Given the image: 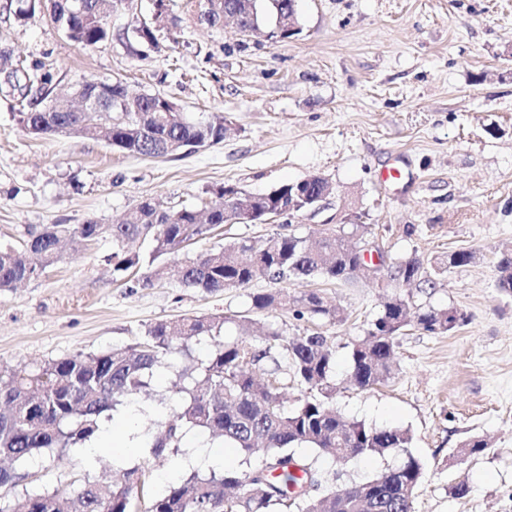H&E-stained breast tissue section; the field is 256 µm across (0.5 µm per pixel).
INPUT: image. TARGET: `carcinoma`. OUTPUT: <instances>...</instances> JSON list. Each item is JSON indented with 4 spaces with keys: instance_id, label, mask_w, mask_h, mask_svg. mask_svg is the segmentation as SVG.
<instances>
[{
    "instance_id": "carcinoma-1",
    "label": "carcinoma",
    "mask_w": 512,
    "mask_h": 512,
    "mask_svg": "<svg viewBox=\"0 0 512 512\" xmlns=\"http://www.w3.org/2000/svg\"><path fill=\"white\" fill-rule=\"evenodd\" d=\"M118 2L53 0L52 19L69 31L70 40L93 46L112 37L108 19ZM185 7L200 25L218 26L234 16L242 29H261L262 0H186ZM109 93L108 111L97 115L66 112L45 102V95H36L19 113V122L35 136H103L116 150L153 158L224 139L221 118L197 123L182 112H160L156 96L141 101L138 112H122L120 98L127 90L119 79L109 83ZM325 192H333V187L322 181L284 184L268 195H249L228 185L213 193L204 219L192 208L164 210L146 198L122 224L94 220L49 224L25 242L23 255L0 247V290H10L58 263L62 241L80 245L103 237L112 239L113 272L136 274L144 268L145 285L166 278L184 288L218 293L265 276L276 281L320 277L344 282L363 277L380 288L404 283L437 286L445 267L429 266L415 255L393 261L381 277L371 275V263L357 249V242L368 233L367 225L353 222L336 225L315 246L302 237L276 233L180 257L191 242L224 224L238 223L243 204L257 215L290 203L304 210L309 200ZM135 239L149 242V258L125 251V243ZM497 272L496 288L512 295V248L500 254ZM252 307L257 311L280 307L298 319L332 324L346 320L316 291L300 296L282 289L257 293ZM230 321L229 317L160 321L148 326L130 350L80 352L32 368L0 367V458L24 465L57 449L87 448L105 413L148 391L155 372L170 367L178 370L183 381L179 392L185 397L173 405L172 418L144 429L142 447L163 458L179 451L187 432L198 430L237 449L247 470H194L152 497L144 512H414L424 468L409 451L410 431L346 419L330 403L339 385L367 389L387 381L393 373L395 339L410 323L443 334L464 326L468 317L448 308L415 311L408 298L396 295L385 303L366 336L350 344V367L339 381L335 349L326 336L290 337L270 330L263 336V347L253 349L221 338ZM202 337L210 339V349L194 360L189 345ZM269 357L276 367L289 368L294 381L308 390L309 396L296 408L285 407L277 385L255 382L253 366ZM299 448L332 460L400 451L403 462L337 492L316 496L300 489L308 481L327 485L329 478L316 471L314 462L298 455ZM141 484L139 469H122L109 474L103 484L87 481L72 497L26 491L7 512H134L133 495Z\"/></svg>"
}]
</instances>
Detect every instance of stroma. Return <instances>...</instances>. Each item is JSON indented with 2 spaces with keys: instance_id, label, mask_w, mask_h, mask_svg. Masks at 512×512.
I'll list each match as a JSON object with an SVG mask.
<instances>
[{
  "instance_id": "stroma-1",
  "label": "stroma",
  "mask_w": 512,
  "mask_h": 512,
  "mask_svg": "<svg viewBox=\"0 0 512 512\" xmlns=\"http://www.w3.org/2000/svg\"><path fill=\"white\" fill-rule=\"evenodd\" d=\"M184 3L167 0L148 43L133 29L152 15L153 0H123L111 38L89 47L69 40L49 7L24 22L18 0H0V49L42 78L27 89L0 69V245L21 248L48 224H115L146 198L201 210L223 185L265 194L322 176L334 192L320 209L224 225L187 255L275 233L314 239L344 218L368 225L391 261L474 252L437 288L405 291L414 306L457 309L467 324L444 334L408 326L395 339L390 379L337 389L332 404L346 418L410 430L425 472L415 512H512V296L496 287L499 254L512 246V0H297L300 31L285 40L242 36L229 22L199 25ZM115 79L131 93L172 99L191 120L223 116V141L149 158L100 139L37 137L19 122L24 96L45 90L56 99L82 81ZM393 165L404 177L383 186L379 175ZM278 287L264 277L215 294L169 279L143 286L113 275L112 241L99 239L0 291V366L124 350L155 322L226 316L225 338L246 346L271 327L327 336L344 376L348 343L365 336L387 291L365 279L288 281L289 292L318 291L345 311L344 323L329 325L253 310V294ZM471 439L489 446L467 454ZM391 462L321 458L315 466L340 488ZM114 463L108 448L92 464L78 450L54 452L49 465H28L16 486L0 488V504L29 489L73 493ZM126 465L145 470L148 496L165 489L173 469L193 468L147 450ZM460 483L468 492L457 498L450 489Z\"/></svg>"
}]
</instances>
